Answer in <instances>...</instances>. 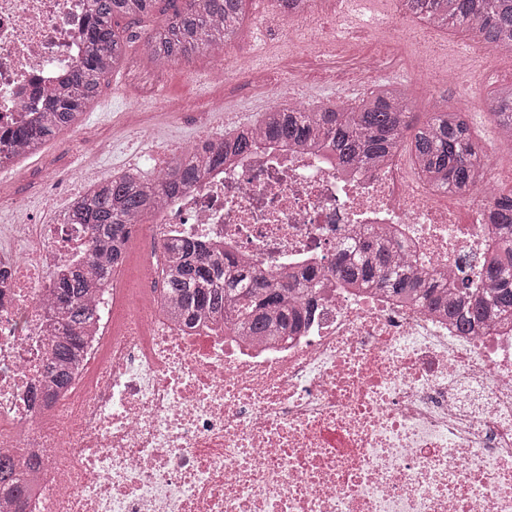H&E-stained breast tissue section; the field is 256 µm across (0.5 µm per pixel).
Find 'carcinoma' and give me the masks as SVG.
<instances>
[{
    "label": "carcinoma",
    "instance_id": "carcinoma-1",
    "mask_svg": "<svg viewBox=\"0 0 512 512\" xmlns=\"http://www.w3.org/2000/svg\"><path fill=\"white\" fill-rule=\"evenodd\" d=\"M85 56L73 71L67 88L49 99L47 118L36 127H20L13 139L31 155L61 130L74 124L99 95L102 82L125 54L130 37L117 29V20L150 17L158 0H92ZM165 23L144 39V51L160 63L186 60L204 51L227 50L237 36L243 0H184ZM408 10L440 29L479 33L492 47L512 54V0H406ZM489 108L502 141L512 144V85L497 88ZM263 139L326 141L347 163L372 167L407 152L418 174L439 193L464 197L489 156L471 131L460 108L434 112L413 125L412 105L398 85L379 84L354 105L308 107L288 111L272 107L262 113L254 132L236 130L224 135V149L242 154ZM223 156L214 143L175 160L153 178L114 179L78 201L71 221L88 226L95 276L81 269L58 283L62 336L48 354L56 383L64 388L79 364L85 331L97 318L91 300L126 260L137 216L173 194L201 181ZM491 256L484 274L485 288L455 289L435 273L419 271L396 255L394 247L366 231L355 249L338 254L331 272L336 278L366 288H381L401 299H418L428 309L455 321L461 331H474L489 321L512 317V191L495 196L490 227ZM162 281L174 302V316L187 325L216 320L234 321L252 335L286 332L302 318L297 288L275 281L256 266L234 269L203 254L189 243L168 249ZM0 481L17 488L25 478L0 460Z\"/></svg>",
    "mask_w": 512,
    "mask_h": 512
}]
</instances>
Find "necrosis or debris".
<instances>
[{
	"instance_id": "obj_1",
	"label": "necrosis or debris",
	"mask_w": 512,
	"mask_h": 512,
	"mask_svg": "<svg viewBox=\"0 0 512 512\" xmlns=\"http://www.w3.org/2000/svg\"><path fill=\"white\" fill-rule=\"evenodd\" d=\"M91 0H0V457L36 482L0 490V512H512V319L460 333L444 315L330 266L369 225L414 267L479 288L495 171L443 205L409 159L347 164L324 142H266L231 154L135 234L154 246L131 305L121 274L64 390L48 372L55 288L88 264L65 210L28 214L11 138L42 120L86 48ZM488 44H449L450 83L477 79ZM78 141L46 187L90 192L110 137ZM190 241L234 265L261 262L307 285L300 327L246 336L190 328L161 296L165 247Z\"/></svg>"
}]
</instances>
